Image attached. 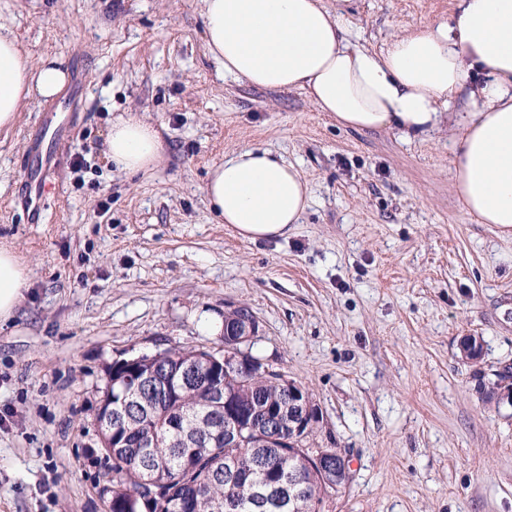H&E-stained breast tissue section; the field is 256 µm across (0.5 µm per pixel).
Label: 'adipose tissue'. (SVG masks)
Segmentation results:
<instances>
[{"label":"adipose tissue","instance_id":"ef3b65f1","mask_svg":"<svg viewBox=\"0 0 512 512\" xmlns=\"http://www.w3.org/2000/svg\"><path fill=\"white\" fill-rule=\"evenodd\" d=\"M205 43L227 76L252 86L304 91L322 112L360 131L398 128L419 137L455 120L452 178L465 210L481 224L512 229V0H458L454 24L395 36L373 50L354 44L323 0H202ZM69 76L47 59L29 64L0 34V129L10 128L31 94L56 96ZM468 91L471 111L449 106ZM156 128L117 118L106 140L111 163L146 172L161 159ZM218 223L243 240L286 237L299 223L309 183L267 150L243 148L213 167L204 188ZM28 270L0 248V325L23 298Z\"/></svg>","mask_w":512,"mask_h":512}]
</instances>
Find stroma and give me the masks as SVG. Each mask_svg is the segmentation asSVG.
Instances as JSON below:
<instances>
[{"instance_id":"35a3bbf8","label":"stroma","mask_w":512,"mask_h":512,"mask_svg":"<svg viewBox=\"0 0 512 512\" xmlns=\"http://www.w3.org/2000/svg\"><path fill=\"white\" fill-rule=\"evenodd\" d=\"M324 2L374 49L458 10ZM0 24L30 64L69 72L0 130V246L30 271L0 326V512H110L97 414L112 363L220 348L235 306L258 321L253 355L319 407L312 447L347 452L329 512H512V406L483 401L459 349L474 335L486 374L512 365V230L462 210L455 124L407 142L339 126L301 91L225 77L202 0H0ZM131 114L164 145L147 174L105 155L112 119ZM42 131L59 132L58 163L33 219L20 186ZM242 147L308 180L287 237L245 242L211 213L208 172Z\"/></svg>"}]
</instances>
